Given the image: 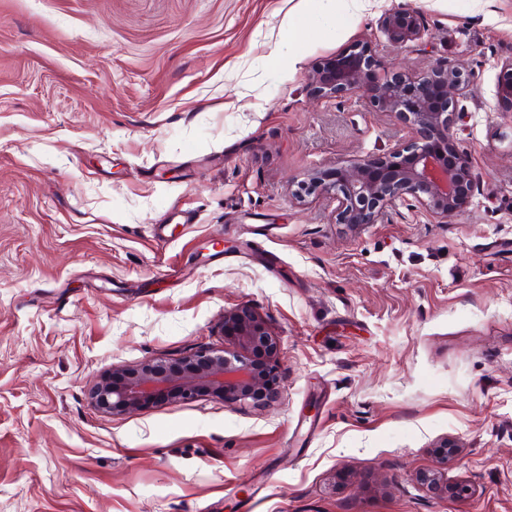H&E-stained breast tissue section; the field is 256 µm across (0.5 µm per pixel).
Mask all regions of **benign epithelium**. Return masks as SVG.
<instances>
[{
  "mask_svg": "<svg viewBox=\"0 0 512 512\" xmlns=\"http://www.w3.org/2000/svg\"><path fill=\"white\" fill-rule=\"evenodd\" d=\"M379 26L386 39L398 45L421 42L428 32L422 13L410 7L384 13ZM309 84L318 98L362 92L378 111L399 115L420 134L419 140L384 157L357 158L309 174L307 194L336 196V223L353 231L375 224L387 208L408 196L441 219L470 206L474 175L451 133L461 118L459 99L473 90L461 67L446 64L425 73H389L371 44L360 41L321 61L309 75ZM497 95L512 102V60L500 66ZM223 332L220 351L112 368L91 390L94 405L106 413L127 414L195 396L254 404L275 399L278 340L266 322L248 307L226 310ZM419 481L435 492H448L437 470L422 473Z\"/></svg>",
  "mask_w": 512,
  "mask_h": 512,
  "instance_id": "obj_1",
  "label": "benign epithelium"
}]
</instances>
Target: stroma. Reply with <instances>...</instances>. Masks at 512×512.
<instances>
[{
	"mask_svg": "<svg viewBox=\"0 0 512 512\" xmlns=\"http://www.w3.org/2000/svg\"><path fill=\"white\" fill-rule=\"evenodd\" d=\"M407 6L427 44L380 31ZM295 7L0 0V512H512V0H347L330 35ZM362 40L470 75L447 222L408 197L353 232L301 192L418 138L311 92ZM241 306L279 343L272 402L94 407L112 366L221 346Z\"/></svg>",
	"mask_w": 512,
	"mask_h": 512,
	"instance_id": "35a3bbf8",
	"label": "stroma"
}]
</instances>
